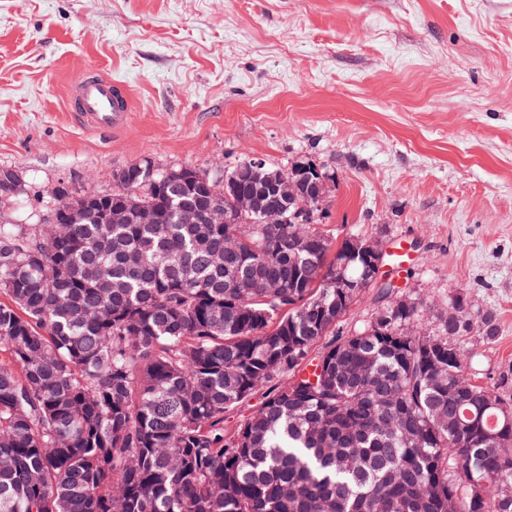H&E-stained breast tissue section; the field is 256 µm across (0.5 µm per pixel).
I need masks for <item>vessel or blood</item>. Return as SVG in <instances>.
Returning <instances> with one entry per match:
<instances>
[{"label": "vessel or blood", "mask_w": 512, "mask_h": 512, "mask_svg": "<svg viewBox=\"0 0 512 512\" xmlns=\"http://www.w3.org/2000/svg\"><path fill=\"white\" fill-rule=\"evenodd\" d=\"M68 104L84 123L98 131L122 129L132 106L124 85L93 70L71 84Z\"/></svg>", "instance_id": "1"}]
</instances>
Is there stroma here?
Listing matches in <instances>:
<instances>
[{
    "mask_svg": "<svg viewBox=\"0 0 512 512\" xmlns=\"http://www.w3.org/2000/svg\"><path fill=\"white\" fill-rule=\"evenodd\" d=\"M89 69L128 86L123 130L67 111ZM252 158L331 174L321 224L405 240L402 292L433 316L466 287L498 325L465 342L481 377L512 366V0H0V168L27 183L13 223L143 160Z\"/></svg>",
    "mask_w": 512,
    "mask_h": 512,
    "instance_id": "stroma-1",
    "label": "stroma"
}]
</instances>
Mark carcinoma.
Returning <instances> with one entry per match:
<instances>
[{
	"label": "carcinoma",
	"mask_w": 512,
	"mask_h": 512,
	"mask_svg": "<svg viewBox=\"0 0 512 512\" xmlns=\"http://www.w3.org/2000/svg\"><path fill=\"white\" fill-rule=\"evenodd\" d=\"M189 183L131 164L74 224H0V512H512V368L481 384L462 342L497 335L464 288L429 320L387 281L336 330L361 256L316 227L327 190L237 224L178 210L287 176L243 160ZM156 224H109L113 206ZM254 231L227 245L237 225ZM272 279L277 288H259ZM259 409L226 416L257 393ZM374 289H366L364 294L353 305L351 311L343 318L340 328L344 331L353 330L362 327L370 318L374 309L377 307L376 295Z\"/></svg>",
	"instance_id": "cac0c4a2"
}]
</instances>
